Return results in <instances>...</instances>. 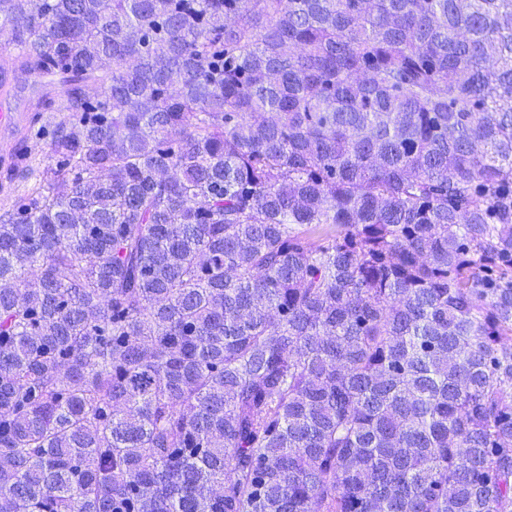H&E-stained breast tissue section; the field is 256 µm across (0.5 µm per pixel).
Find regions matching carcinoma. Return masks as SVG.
I'll use <instances>...</instances> for the list:
<instances>
[{"mask_svg":"<svg viewBox=\"0 0 512 512\" xmlns=\"http://www.w3.org/2000/svg\"><path fill=\"white\" fill-rule=\"evenodd\" d=\"M0 27V512H512V0ZM23 98L16 102L0 99V172L12 171L20 165L31 133L38 122H33L35 112H21ZM30 153L26 166L15 179V190L23 191L27 186L38 181L52 163L49 140L33 136L30 140Z\"/></svg>","mask_w":512,"mask_h":512,"instance_id":"1","label":"carcinoma"}]
</instances>
